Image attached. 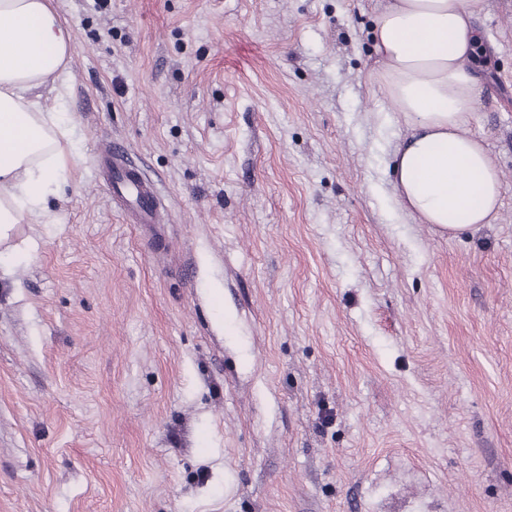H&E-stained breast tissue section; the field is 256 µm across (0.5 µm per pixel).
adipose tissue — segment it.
I'll return each mask as SVG.
<instances>
[{
    "label": "adipose tissue",
    "mask_w": 512,
    "mask_h": 512,
    "mask_svg": "<svg viewBox=\"0 0 512 512\" xmlns=\"http://www.w3.org/2000/svg\"><path fill=\"white\" fill-rule=\"evenodd\" d=\"M484 0H387L372 29L376 80L405 133L393 162L398 206L437 232L494 223L502 174L468 124L482 96L470 62L481 53ZM74 53L55 0H0V242L50 220L73 155L64 113L42 108Z\"/></svg>",
    "instance_id": "adipose-tissue-1"
}]
</instances>
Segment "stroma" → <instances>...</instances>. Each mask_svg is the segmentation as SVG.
Instances as JSON below:
<instances>
[{
    "label": "stroma",
    "mask_w": 512,
    "mask_h": 512,
    "mask_svg": "<svg viewBox=\"0 0 512 512\" xmlns=\"http://www.w3.org/2000/svg\"><path fill=\"white\" fill-rule=\"evenodd\" d=\"M385 2L56 0L73 162L0 245V512H512V0L468 125L502 207L454 236L395 200ZM104 156L111 162L112 198L123 205L134 224H160L161 204L155 185L125 162V150L108 143Z\"/></svg>",
    "instance_id": "35a3bbf8"
}]
</instances>
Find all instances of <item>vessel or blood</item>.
<instances>
[{
	"label": "vessel or blood",
	"instance_id": "vessel-or-blood-1",
	"mask_svg": "<svg viewBox=\"0 0 512 512\" xmlns=\"http://www.w3.org/2000/svg\"><path fill=\"white\" fill-rule=\"evenodd\" d=\"M103 154L110 162L112 195L124 212L137 224L159 223L161 204L154 184L126 164L124 149L109 144Z\"/></svg>",
	"mask_w": 512,
	"mask_h": 512
}]
</instances>
